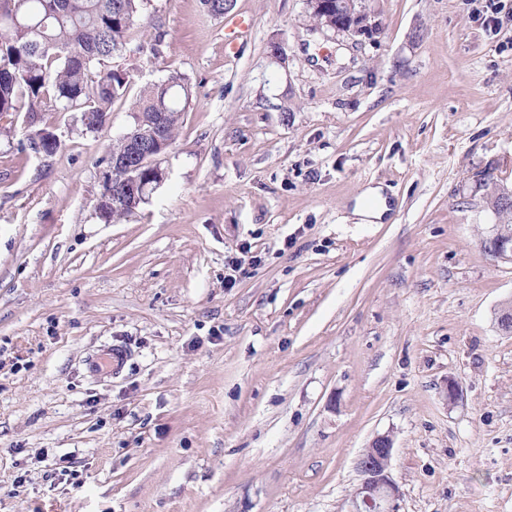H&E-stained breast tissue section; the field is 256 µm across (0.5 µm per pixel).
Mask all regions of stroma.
Instances as JSON below:
<instances>
[{"label": "stroma", "instance_id": "35a3bbf8", "mask_svg": "<svg viewBox=\"0 0 512 512\" xmlns=\"http://www.w3.org/2000/svg\"><path fill=\"white\" fill-rule=\"evenodd\" d=\"M362 6L360 41L305 0H145L105 129L42 113L44 157L0 120V512H347L384 433L399 512H512V261L483 248L484 184L512 188V21ZM174 71L163 179L107 221V150ZM370 187L379 224L353 213ZM111 345L123 372L86 373ZM30 147L34 153L49 157L60 147V140L52 129L43 127L33 132L30 138ZM367 200L374 201V205L366 203ZM390 211L387 199L383 197L381 188H368L355 206V213L362 218V222L374 223L383 220Z\"/></svg>", "mask_w": 512, "mask_h": 512}]
</instances>
